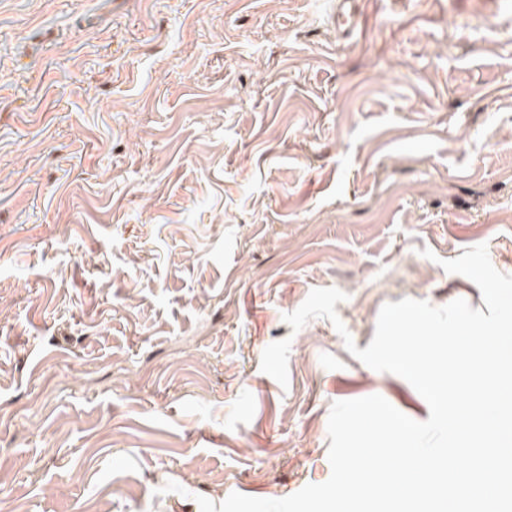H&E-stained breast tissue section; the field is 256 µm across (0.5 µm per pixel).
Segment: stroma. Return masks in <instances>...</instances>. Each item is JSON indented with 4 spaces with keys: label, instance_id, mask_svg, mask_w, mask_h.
Masks as SVG:
<instances>
[{
    "label": "stroma",
    "instance_id": "35a3bbf8",
    "mask_svg": "<svg viewBox=\"0 0 512 512\" xmlns=\"http://www.w3.org/2000/svg\"><path fill=\"white\" fill-rule=\"evenodd\" d=\"M0 0V500L219 512L326 481L354 358L405 298L512 274V0ZM434 259L423 257V249ZM291 338L289 384L260 368ZM358 0H336V9L330 15L331 25L336 29V34L348 37L354 28L353 18L356 13Z\"/></svg>",
    "mask_w": 512,
    "mask_h": 512
}]
</instances>
